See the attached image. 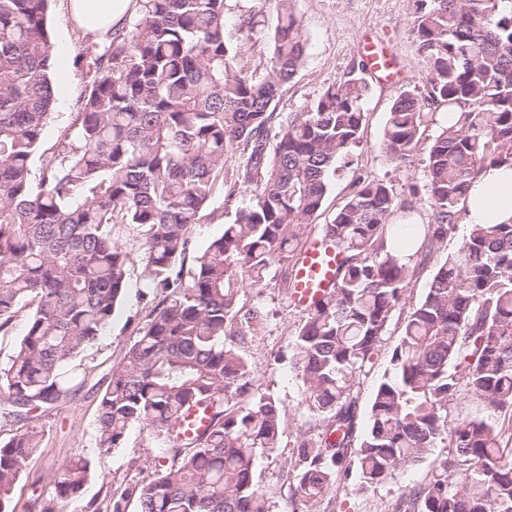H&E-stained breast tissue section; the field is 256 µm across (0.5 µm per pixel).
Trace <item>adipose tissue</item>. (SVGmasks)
I'll return each instance as SVG.
<instances>
[{
  "label": "adipose tissue",
  "instance_id": "ef3b65f1",
  "mask_svg": "<svg viewBox=\"0 0 512 512\" xmlns=\"http://www.w3.org/2000/svg\"><path fill=\"white\" fill-rule=\"evenodd\" d=\"M130 0H68L67 10L83 32L103 34L120 26ZM467 221L496 224L512 217V168H488L467 193Z\"/></svg>",
  "mask_w": 512,
  "mask_h": 512
}]
</instances>
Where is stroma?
<instances>
[{
  "label": "stroma",
  "instance_id": "obj_1",
  "mask_svg": "<svg viewBox=\"0 0 512 512\" xmlns=\"http://www.w3.org/2000/svg\"><path fill=\"white\" fill-rule=\"evenodd\" d=\"M296 9L308 38L303 67L284 88L275 109L281 114L299 110L325 88L343 80L363 65V36L373 33L390 51L399 78L393 83L370 81L366 100L364 132L353 152L350 168L338 171L332 179L324 204L311 224L313 234H320L323 224L351 193L356 176L370 174L392 182L401 198L410 199L413 221L427 223L430 210L423 195H410V186H423L421 168L405 171L395 167L381 149L382 132L389 108L400 89L420 87L426 82V69L417 54L411 36L410 0H296ZM262 11L267 22H274L271 6L260 0H225L224 33L228 42L241 49L240 64L245 72L263 73L269 59V47L262 41H248L240 29L241 20L250 11ZM48 26L51 52L63 53L70 70L67 82L55 83L51 116L44 127L36 153L33 172H40L39 161L61 148L64 134L72 122L80 100L89 90L84 69L78 60L93 39L75 27L66 10L65 0H49ZM114 240L129 252L131 263L127 288L110 326L82 356L88 378L85 387L72 399L47 411H35L43 426L40 448L30 458L9 503V512H39L43 498L54 493V479L61 463L84 458L90 461L92 476L80 499L60 502L61 512H109L113 492L130 480L143 479V471L164 456L163 444L146 439L139 427H132L123 447L97 448L95 435L102 393L111 378L113 367L123 359L137 330L150 310L160 300L159 292L149 288L140 260L142 239L127 224L115 225ZM249 305L261 308L265 315V332L254 337L241 350L253 367V383L259 391L274 395L284 413L281 446L260 461L256 470L258 487L270 498L276 512H291L294 492L285 479L302 433L315 426L301 383L292 364V344L297 326L305 319V309L296 307L283 290L279 278L269 277L264 288L247 291ZM405 309L398 310L375 363L364 380L358 399V431H365L373 391L389 365V358L401 334ZM443 448L432 449L425 459L405 470L395 479L362 491L356 475L339 477L335 489L321 503L322 512H393L395 501L409 489L429 480L446 456ZM138 469H130V460Z\"/></svg>",
  "mask_w": 512,
  "mask_h": 512
}]
</instances>
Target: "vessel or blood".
I'll list each match as a JSON object with an SVG mask.
<instances>
[{"label":"vessel or blood","mask_w":512,"mask_h":512,"mask_svg":"<svg viewBox=\"0 0 512 512\" xmlns=\"http://www.w3.org/2000/svg\"><path fill=\"white\" fill-rule=\"evenodd\" d=\"M338 261L337 249L323 238H316L309 244L294 277L292 300L295 305L309 310L323 298L334 282Z\"/></svg>","instance_id":"b4317fda"}]
</instances>
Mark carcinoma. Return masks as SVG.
Returning <instances> with one entry per match:
<instances>
[{
  "instance_id": "cac0c4a2",
  "label": "carcinoma",
  "mask_w": 512,
  "mask_h": 512,
  "mask_svg": "<svg viewBox=\"0 0 512 512\" xmlns=\"http://www.w3.org/2000/svg\"><path fill=\"white\" fill-rule=\"evenodd\" d=\"M47 2L0 0V336L26 322L0 365V417L25 422L0 441V512L40 447L30 412L81 391L77 360L123 296L130 253L113 240L115 224L140 230L146 279L165 295L112 369L96 445L121 448L138 425L167 454L112 494L110 512H274L254 472L280 447L284 416L254 389L239 350L264 330L240 292L264 287L274 265L291 291L310 220L360 144L369 85L349 75L284 118L275 100L307 48L295 0H273L271 28L255 13L244 20L246 39L270 46L261 76L243 72L225 40V0H132V27L87 49L90 91L35 184L31 159L53 101ZM411 35L427 86L398 93L382 150L406 170L425 153L431 220L415 225L403 254L410 236L392 217L410 207L361 175L323 225L342 261L295 331L292 358L322 431L303 435L290 462L293 512H314L347 462L367 490L439 446L446 457L394 512H512V448L494 420L512 410V221L469 225L435 268L355 438L360 385L410 280L446 248L471 183L512 168V0H412ZM442 106L447 121L424 147ZM218 198L234 220L192 257L190 228ZM462 389L485 414L450 426L448 402ZM193 407L209 423L184 439ZM91 475L86 459L64 464L40 512H59Z\"/></svg>"
}]
</instances>
